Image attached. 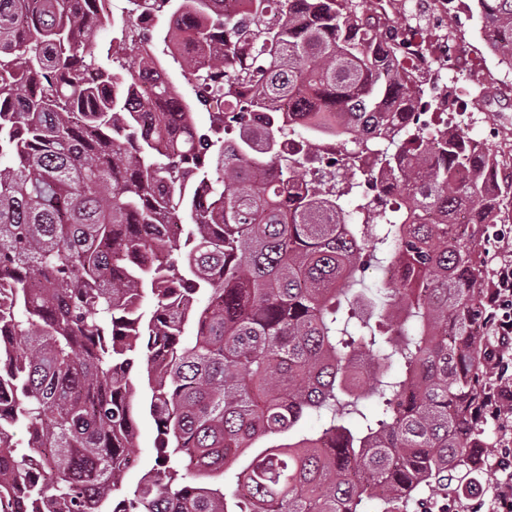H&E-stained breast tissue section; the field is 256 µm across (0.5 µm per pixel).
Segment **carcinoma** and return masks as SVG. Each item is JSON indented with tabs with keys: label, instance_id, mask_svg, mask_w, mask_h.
<instances>
[{
	"label": "carcinoma",
	"instance_id": "cac0c4a2",
	"mask_svg": "<svg viewBox=\"0 0 512 512\" xmlns=\"http://www.w3.org/2000/svg\"><path fill=\"white\" fill-rule=\"evenodd\" d=\"M219 2L141 0L194 21L129 20L116 40L140 50L120 58L94 50L106 3L0 0V512L24 488L31 512H427L490 450L481 245L512 214L501 156L413 117L439 100L359 0H246L245 23ZM472 2L512 69V0ZM154 41L192 101L142 89ZM253 112L262 129L227 137ZM321 134L351 147L316 175ZM363 151L401 201L359 190ZM371 262L401 270L382 297L359 287ZM142 415L165 452L127 496Z\"/></svg>",
	"mask_w": 512,
	"mask_h": 512
}]
</instances>
